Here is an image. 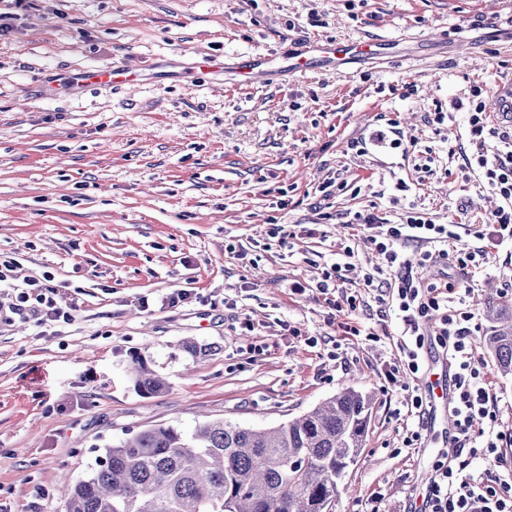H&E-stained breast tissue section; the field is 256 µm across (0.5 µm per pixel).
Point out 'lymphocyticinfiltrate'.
I'll return each mask as SVG.
<instances>
[{
    "instance_id": "1",
    "label": "lymphocytic infiltrate",
    "mask_w": 512,
    "mask_h": 512,
    "mask_svg": "<svg viewBox=\"0 0 512 512\" xmlns=\"http://www.w3.org/2000/svg\"><path fill=\"white\" fill-rule=\"evenodd\" d=\"M468 127L472 153L465 164L478 172L483 187L498 201L488 218L487 230L474 233L479 246L463 242L457 225L434 223L420 212H406L396 223L372 213L357 212L352 221L367 230L368 242L394 273L395 303L405 336L401 350L408 370L418 373L422 365L423 321L437 318L434 333L457 369L460 441L481 444L492 454L498 449V436L493 428L497 397L482 365L471 352L469 337L474 315L450 306L448 286L427 284L415 277L412 265L401 252L402 246L411 242L422 249L421 265L478 270L493 250L512 242V113H502L495 122L479 102L469 110ZM56 292L51 277L29 281L9 309L23 319L71 321V312L57 307ZM467 466L464 460L454 466H436L424 497L423 512H512V472L484 481L465 476Z\"/></svg>"
}]
</instances>
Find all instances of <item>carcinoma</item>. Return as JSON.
Segmentation results:
<instances>
[{"mask_svg": "<svg viewBox=\"0 0 512 512\" xmlns=\"http://www.w3.org/2000/svg\"><path fill=\"white\" fill-rule=\"evenodd\" d=\"M481 341L498 371L512 376V304L483 307ZM135 387L153 395L166 384L134 362ZM370 399L346 388L275 428L207 421L187 433L147 428L104 449L89 476L65 480L63 512H333L366 434Z\"/></svg>", "mask_w": 512, "mask_h": 512, "instance_id": "1", "label": "carcinoma"}]
</instances>
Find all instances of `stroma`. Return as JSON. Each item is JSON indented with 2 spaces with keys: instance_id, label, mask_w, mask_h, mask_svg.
Wrapping results in <instances>:
<instances>
[{
  "instance_id": "obj_1",
  "label": "stroma",
  "mask_w": 512,
  "mask_h": 512,
  "mask_svg": "<svg viewBox=\"0 0 512 512\" xmlns=\"http://www.w3.org/2000/svg\"><path fill=\"white\" fill-rule=\"evenodd\" d=\"M385 39L388 56L342 72L241 81V57L301 42ZM224 58L199 70L197 54ZM126 60L130 85L76 73ZM512 75V0H36L0 36V512H63L60 478L155 425L223 419L272 428L344 388L372 402L335 512H406L435 455L409 415L417 377L402 324L363 283L381 258L345 225L413 209L472 229L495 208L464 154L473 87ZM445 113L433 125L435 113ZM398 127L405 145H372ZM365 151H358V143ZM293 231L290 242L274 225ZM352 248L353 316L315 285ZM50 274L68 324L5 315L18 284ZM470 345L497 395L512 466V377L481 338L489 290L512 303V244L475 274ZM186 298L170 303V296ZM208 348L198 358L181 347ZM142 357L166 389L142 395Z\"/></svg>"
}]
</instances>
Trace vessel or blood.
Segmentation results:
<instances>
[{
  "label": "vessel or blood",
  "mask_w": 512,
  "mask_h": 512,
  "mask_svg": "<svg viewBox=\"0 0 512 512\" xmlns=\"http://www.w3.org/2000/svg\"><path fill=\"white\" fill-rule=\"evenodd\" d=\"M387 41L338 43L333 41H310L298 44L284 61V71L305 72L312 68L334 69L365 58L384 55ZM136 64L125 62L107 71L90 70L79 73L78 81L89 84L121 82L136 74ZM431 398L430 440L435 448L448 449L454 446L458 433L457 418L452 410L456 393V374L452 367L441 366L433 379L423 384Z\"/></svg>",
  "instance_id": "vessel-or-blood-1"
}]
</instances>
